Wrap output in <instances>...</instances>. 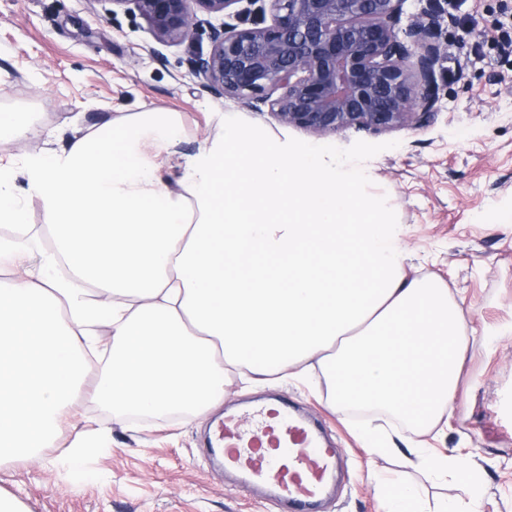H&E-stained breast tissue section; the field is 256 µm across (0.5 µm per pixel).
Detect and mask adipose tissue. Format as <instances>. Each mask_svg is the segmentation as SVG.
<instances>
[{"label":"adipose tissue","instance_id":"ef3b65f1","mask_svg":"<svg viewBox=\"0 0 512 512\" xmlns=\"http://www.w3.org/2000/svg\"><path fill=\"white\" fill-rule=\"evenodd\" d=\"M33 131L27 111L0 113V462L53 447L90 373L88 401L120 416L200 414L223 403L225 364L312 358L341 402L428 428L455 409L465 314L404 275L370 169L237 127L187 155L179 115L156 109L47 131L35 158Z\"/></svg>","mask_w":512,"mask_h":512}]
</instances>
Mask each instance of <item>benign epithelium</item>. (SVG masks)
I'll use <instances>...</instances> for the list:
<instances>
[{
    "instance_id": "1",
    "label": "benign epithelium",
    "mask_w": 512,
    "mask_h": 512,
    "mask_svg": "<svg viewBox=\"0 0 512 512\" xmlns=\"http://www.w3.org/2000/svg\"><path fill=\"white\" fill-rule=\"evenodd\" d=\"M133 6L159 43L191 41L198 14L226 17L242 0H110ZM272 24L210 25L211 48L193 71L228 98L263 97L279 121L327 136L349 127L373 134L429 122L445 54L442 14L426 9L398 25L406 0H267ZM280 94L271 100L266 90Z\"/></svg>"
}]
</instances>
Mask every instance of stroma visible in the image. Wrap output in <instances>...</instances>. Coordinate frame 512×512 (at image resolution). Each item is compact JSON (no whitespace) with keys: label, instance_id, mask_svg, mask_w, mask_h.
I'll list each match as a JSON object with an SVG mask.
<instances>
[{"label":"stroma","instance_id":"35a3bbf8","mask_svg":"<svg viewBox=\"0 0 512 512\" xmlns=\"http://www.w3.org/2000/svg\"><path fill=\"white\" fill-rule=\"evenodd\" d=\"M438 5L448 54L437 69V109L423 127L319 137L282 125L269 109L216 95L194 74L192 57L210 49L208 25L193 42L162 44L138 12L110 0H0V109L31 112L36 133L24 146L31 156L43 149L42 130L67 126L74 115L94 128L145 106L181 114L189 154L227 125L349 167L371 166L366 190L386 200L402 229L405 272L447 288L476 330L453 415L428 434L400 433L462 458L481 479V512H512V56L496 43L501 24L512 21V0ZM295 370L284 365L282 380L255 384L227 368L223 406L201 416L137 420L78 398L41 461L0 463V493L22 512H279L225 478L210 430L225 411L283 395L315 416L340 451L342 478L320 512H387L374 493L378 476L413 487L426 512L463 508L467 495L455 476L437 478L399 451L368 453L352 413L328 400L324 380ZM92 423L108 428L109 448L73 469L66 449Z\"/></svg>","mask_w":512,"mask_h":512}]
</instances>
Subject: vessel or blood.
Here are the masks:
<instances>
[{"label": "vessel or blood", "instance_id": "vessel-or-blood-1", "mask_svg": "<svg viewBox=\"0 0 512 512\" xmlns=\"http://www.w3.org/2000/svg\"><path fill=\"white\" fill-rule=\"evenodd\" d=\"M217 437L224 469L240 488L268 495L283 512H315L329 487L336 450L285 399L225 414Z\"/></svg>", "mask_w": 512, "mask_h": 512}]
</instances>
